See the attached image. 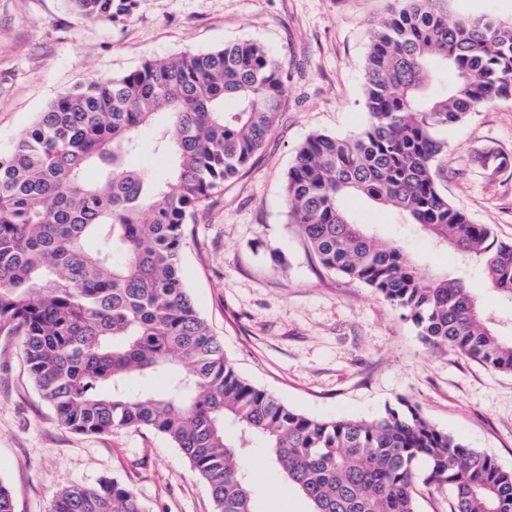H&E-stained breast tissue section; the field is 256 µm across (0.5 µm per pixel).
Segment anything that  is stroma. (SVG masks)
I'll return each instance as SVG.
<instances>
[{
  "label": "stroma",
  "mask_w": 512,
  "mask_h": 512,
  "mask_svg": "<svg viewBox=\"0 0 512 512\" xmlns=\"http://www.w3.org/2000/svg\"><path fill=\"white\" fill-rule=\"evenodd\" d=\"M449 18L512 23V0H444ZM390 0H138L116 23L85 20L66 0H0V154L38 112L92 78L112 79L145 60L262 43L285 63V93L263 148L224 185L220 203L190 225L181 254L187 288L238 371L314 418L372 420L400 400L438 429L512 470V373L421 343L401 311L362 284L323 268L286 217L283 186L313 133L362 127L364 60ZM448 148L438 184L477 224L512 242V172H487L480 154L512 155V99L441 130ZM360 222L433 273H456L434 246L387 209L352 200ZM254 442L240 458L253 475L256 512H308ZM115 479L145 512H213L208 484L160 433L116 427L78 434L32 386L22 339L0 337V481L15 512H50L73 484Z\"/></svg>",
  "instance_id": "1"
}]
</instances>
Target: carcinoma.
I'll return each instance as SVG.
<instances>
[{
    "label": "carcinoma",
    "mask_w": 512,
    "mask_h": 512,
    "mask_svg": "<svg viewBox=\"0 0 512 512\" xmlns=\"http://www.w3.org/2000/svg\"><path fill=\"white\" fill-rule=\"evenodd\" d=\"M66 2L106 22L136 6ZM393 3L364 62L365 123L300 146L284 181L287 221L323 267L401 310L424 344L512 373V337L462 278L427 273L347 206L389 208L512 302V244L452 205L436 170L440 130L512 98V24L450 21L436 0ZM284 89L283 61L246 41L92 79L38 113L0 154V336L23 337L30 379L67 428L157 431L209 484L214 512H254L237 460L257 439L309 512H417L419 484L448 488L451 512H512V470L490 454L411 405L370 421L308 417L243 377L196 310L186 227L261 149ZM147 129L164 178L129 165ZM482 158L492 174L512 167L503 152ZM133 376L165 386L134 394ZM52 512L144 507L112 480L61 491Z\"/></svg>",
    "instance_id": "obj_1"
}]
</instances>
